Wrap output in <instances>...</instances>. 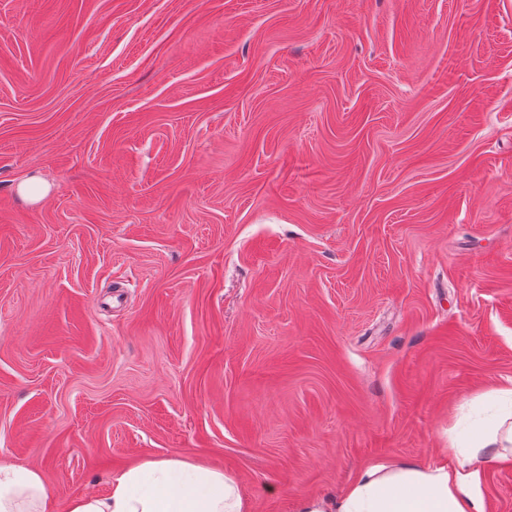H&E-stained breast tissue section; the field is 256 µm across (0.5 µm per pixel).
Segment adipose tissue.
<instances>
[{"label":"adipose tissue","instance_id":"adipose-tissue-1","mask_svg":"<svg viewBox=\"0 0 512 512\" xmlns=\"http://www.w3.org/2000/svg\"><path fill=\"white\" fill-rule=\"evenodd\" d=\"M490 396L510 408L469 442L450 439L444 453L458 466L373 464L340 496L298 498L295 512H489L476 461L489 451L512 457V384ZM0 512H248V504L222 470L184 458H146L113 476L105 495L73 496L61 510L40 469L0 456Z\"/></svg>","mask_w":512,"mask_h":512}]
</instances>
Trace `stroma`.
<instances>
[{
	"instance_id": "1",
	"label": "stroma",
	"mask_w": 512,
	"mask_h": 512,
	"mask_svg": "<svg viewBox=\"0 0 512 512\" xmlns=\"http://www.w3.org/2000/svg\"><path fill=\"white\" fill-rule=\"evenodd\" d=\"M508 378L512 0H0V456L58 508L181 457L294 512Z\"/></svg>"
}]
</instances>
